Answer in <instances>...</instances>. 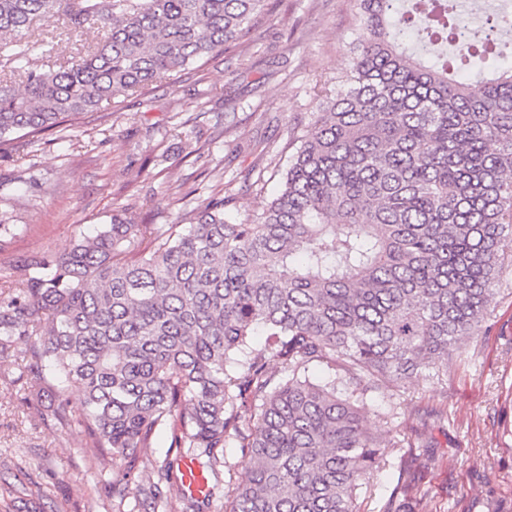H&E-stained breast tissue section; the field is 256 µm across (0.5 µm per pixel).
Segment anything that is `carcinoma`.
<instances>
[{
  "label": "carcinoma",
  "instance_id": "carcinoma-1",
  "mask_svg": "<svg viewBox=\"0 0 512 512\" xmlns=\"http://www.w3.org/2000/svg\"><path fill=\"white\" fill-rule=\"evenodd\" d=\"M267 6L0 0V73L23 84L0 78V147L235 50ZM360 9L343 89L318 101L257 223L215 196L187 224L116 214L68 252L27 257L0 291V364L35 337L18 379L112 468L164 432V476L205 456L208 478L234 439L250 477L225 512H358L388 455L367 397L448 373L484 333L512 254V68L485 60L512 20L478 29L456 0ZM59 16L103 39L69 55L26 41ZM313 364L325 381L305 376ZM390 467L384 512H418L421 477Z\"/></svg>",
  "mask_w": 512,
  "mask_h": 512
}]
</instances>
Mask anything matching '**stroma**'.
<instances>
[{
	"instance_id": "1",
	"label": "stroma",
	"mask_w": 512,
	"mask_h": 512,
	"mask_svg": "<svg viewBox=\"0 0 512 512\" xmlns=\"http://www.w3.org/2000/svg\"><path fill=\"white\" fill-rule=\"evenodd\" d=\"M358 12L357 0H275L234 53L99 109L76 129L15 140L0 152V214L17 227L0 247V289L13 287L17 261L63 253L125 210L147 224H183L221 193L232 195L238 221L256 220L318 96L335 93L349 67ZM33 342L18 338L12 365L0 367V492L10 512H115V471L98 465L81 434L55 425L47 402L24 400L17 365ZM408 401L429 412L423 434L435 444L423 512H512V265L485 333L447 374L368 397L367 427L409 465ZM167 447L158 439L136 464L124 512H144L138 489L148 482L160 491L155 512H182L177 485L158 476Z\"/></svg>"
}]
</instances>
